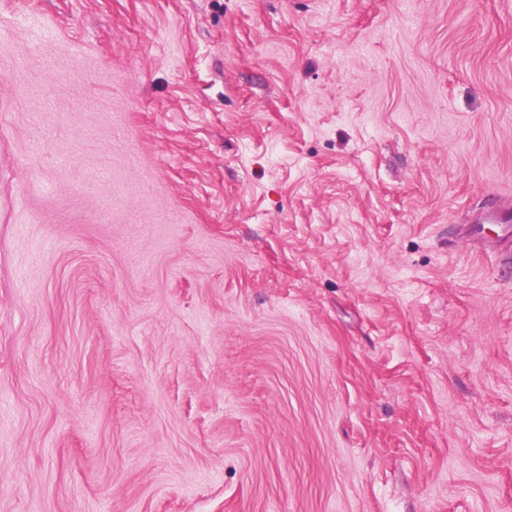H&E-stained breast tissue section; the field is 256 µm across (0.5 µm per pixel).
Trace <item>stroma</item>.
<instances>
[{"label": "stroma", "mask_w": 512, "mask_h": 512, "mask_svg": "<svg viewBox=\"0 0 512 512\" xmlns=\"http://www.w3.org/2000/svg\"><path fill=\"white\" fill-rule=\"evenodd\" d=\"M493 209L512 0H0V512H512Z\"/></svg>", "instance_id": "stroma-1"}]
</instances>
